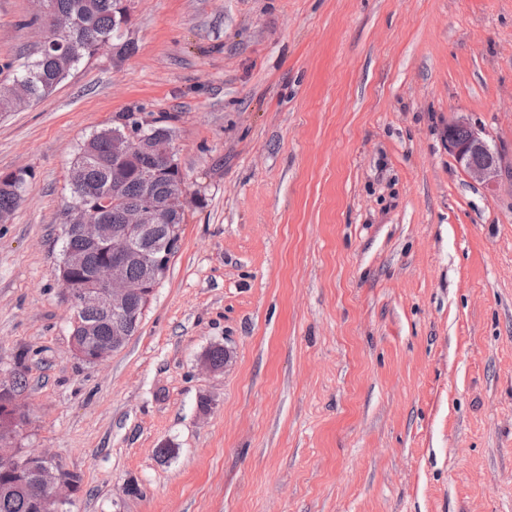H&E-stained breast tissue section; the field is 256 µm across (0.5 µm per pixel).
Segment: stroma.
I'll list each match as a JSON object with an SVG mask.
<instances>
[{
	"label": "stroma",
	"instance_id": "obj_1",
	"mask_svg": "<svg viewBox=\"0 0 512 512\" xmlns=\"http://www.w3.org/2000/svg\"><path fill=\"white\" fill-rule=\"evenodd\" d=\"M121 38L0 113V374L67 512H512V0H127ZM47 35L0 0V84ZM168 118L189 199L137 332L79 360L58 278L78 144ZM222 371L203 370L213 346ZM168 456H160V449ZM485 136L464 118L449 122L444 131V141L456 167L471 181L493 189L504 177H512V153L508 164L505 153ZM31 176L30 171L21 173L19 177L14 172L0 174V221L5 222L11 216L21 200L27 178Z\"/></svg>",
	"mask_w": 512,
	"mask_h": 512
}]
</instances>
